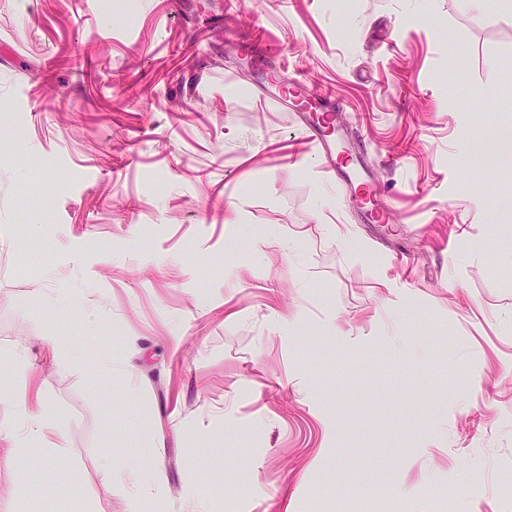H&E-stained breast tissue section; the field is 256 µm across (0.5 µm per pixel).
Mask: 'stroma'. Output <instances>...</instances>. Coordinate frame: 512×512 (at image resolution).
<instances>
[{"instance_id": "obj_1", "label": "stroma", "mask_w": 512, "mask_h": 512, "mask_svg": "<svg viewBox=\"0 0 512 512\" xmlns=\"http://www.w3.org/2000/svg\"><path fill=\"white\" fill-rule=\"evenodd\" d=\"M508 58L471 0H0V424L23 364L58 444L0 512H133L108 462L145 512H512ZM326 90L388 223L302 144ZM128 359L121 358L111 351H104L95 363V372L102 377H112L129 371ZM114 472H117L120 479L132 490L138 493L140 486L143 484L145 479L144 472L141 471H133V470H123V469H115L112 470V463L106 464L102 468L101 478L103 483L107 488H111L112 486V477L114 476Z\"/></svg>"}]
</instances>
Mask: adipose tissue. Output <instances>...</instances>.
<instances>
[{
	"label": "adipose tissue",
	"mask_w": 512,
	"mask_h": 512,
	"mask_svg": "<svg viewBox=\"0 0 512 512\" xmlns=\"http://www.w3.org/2000/svg\"><path fill=\"white\" fill-rule=\"evenodd\" d=\"M22 427L0 425V467L8 469L26 457L32 445L45 442L51 421L41 391L25 392Z\"/></svg>",
	"instance_id": "adipose-tissue-1"
}]
</instances>
